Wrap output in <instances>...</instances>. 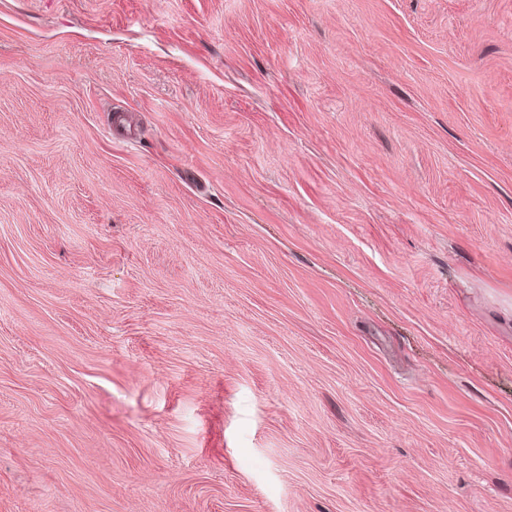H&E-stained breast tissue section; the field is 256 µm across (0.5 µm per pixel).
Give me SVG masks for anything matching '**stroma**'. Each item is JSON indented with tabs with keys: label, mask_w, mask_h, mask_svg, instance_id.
Instances as JSON below:
<instances>
[{
	"label": "stroma",
	"mask_w": 512,
	"mask_h": 512,
	"mask_svg": "<svg viewBox=\"0 0 512 512\" xmlns=\"http://www.w3.org/2000/svg\"><path fill=\"white\" fill-rule=\"evenodd\" d=\"M0 512H512V0H0Z\"/></svg>",
	"instance_id": "stroma-1"
}]
</instances>
